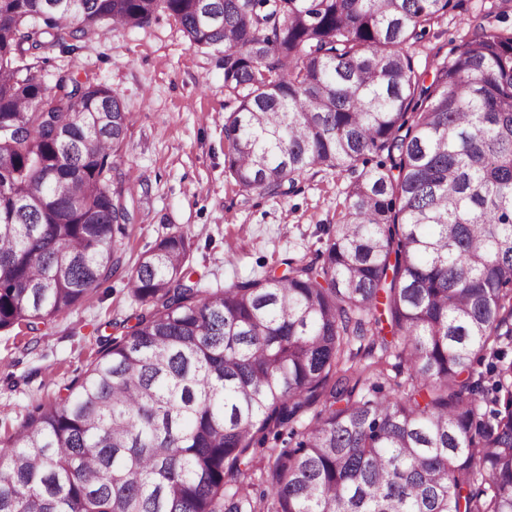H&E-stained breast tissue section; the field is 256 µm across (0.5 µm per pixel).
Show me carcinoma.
I'll use <instances>...</instances> for the list:
<instances>
[{
	"mask_svg": "<svg viewBox=\"0 0 512 512\" xmlns=\"http://www.w3.org/2000/svg\"><path fill=\"white\" fill-rule=\"evenodd\" d=\"M463 2L0 0V330L116 274L134 219L129 113L104 84L42 82L49 45L164 10L224 54L240 191L351 173L325 248L280 275L205 291L190 239H160L127 273L130 331L0 441V512H512V0L431 72L409 51ZM354 340L381 352L356 377ZM391 356L409 376L388 394ZM285 434L259 492L256 451Z\"/></svg>",
	"mask_w": 512,
	"mask_h": 512,
	"instance_id": "1",
	"label": "carcinoma"
}]
</instances>
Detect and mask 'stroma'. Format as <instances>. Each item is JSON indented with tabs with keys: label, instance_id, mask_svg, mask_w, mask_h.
<instances>
[{
	"label": "stroma",
	"instance_id": "stroma-1",
	"mask_svg": "<svg viewBox=\"0 0 512 512\" xmlns=\"http://www.w3.org/2000/svg\"><path fill=\"white\" fill-rule=\"evenodd\" d=\"M463 26L462 16H448L412 47L416 69L443 61ZM33 71L49 85L63 72L104 83L130 114L120 172L138 215L122 240L126 269L175 231L191 239L194 278L209 290L324 248L350 173L306 174L284 197L239 192L224 170V119L236 104L224 93L221 56L191 47L174 17L88 36L72 53L48 47ZM138 308L122 273L40 331H0V438H16L33 406L63 396Z\"/></svg>",
	"mask_w": 512,
	"mask_h": 512
}]
</instances>
